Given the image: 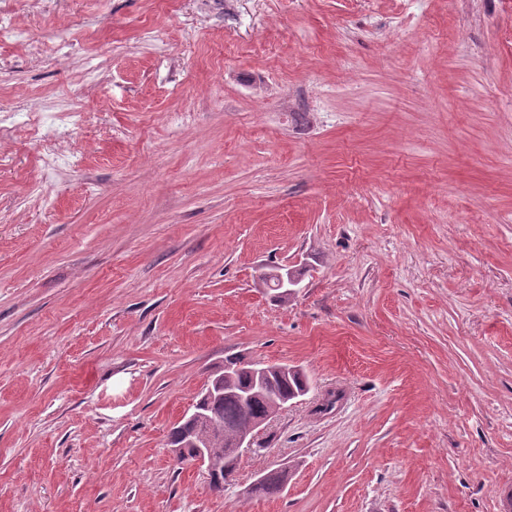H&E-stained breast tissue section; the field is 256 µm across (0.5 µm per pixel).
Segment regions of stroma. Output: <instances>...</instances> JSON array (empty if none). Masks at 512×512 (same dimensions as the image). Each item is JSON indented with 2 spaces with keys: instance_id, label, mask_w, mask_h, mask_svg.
I'll return each instance as SVG.
<instances>
[{
  "instance_id": "35a3bbf8",
  "label": "stroma",
  "mask_w": 512,
  "mask_h": 512,
  "mask_svg": "<svg viewBox=\"0 0 512 512\" xmlns=\"http://www.w3.org/2000/svg\"><path fill=\"white\" fill-rule=\"evenodd\" d=\"M7 10L0 512H512V0ZM228 356L310 390L216 490L169 436ZM261 285L265 288H276L284 296L294 294L292 287L299 283L295 272L285 267H272L259 275ZM266 479L254 487H250L249 493L255 496L271 497L281 492L286 484L288 472L286 470L269 471Z\"/></svg>"
}]
</instances>
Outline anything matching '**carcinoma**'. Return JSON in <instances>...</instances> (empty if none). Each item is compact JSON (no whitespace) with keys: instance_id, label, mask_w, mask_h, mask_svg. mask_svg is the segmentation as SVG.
Returning <instances> with one entry per match:
<instances>
[{"instance_id":"carcinoma-1","label":"carcinoma","mask_w":512,"mask_h":512,"mask_svg":"<svg viewBox=\"0 0 512 512\" xmlns=\"http://www.w3.org/2000/svg\"><path fill=\"white\" fill-rule=\"evenodd\" d=\"M223 377L221 396L213 400L199 399L196 409L199 419H186L172 432V441L187 443L201 442L210 437L216 447L222 449L219 463L224 469L223 479H228L234 470L237 455L228 448L237 432L248 428L251 421L265 415L273 399L290 396L295 392L309 391L308 378L298 369L288 365L268 366V376L260 389L254 388L252 374L243 367ZM288 472L269 471L266 479L249 489L255 496L271 497L281 492L286 484Z\"/></svg>"}]
</instances>
